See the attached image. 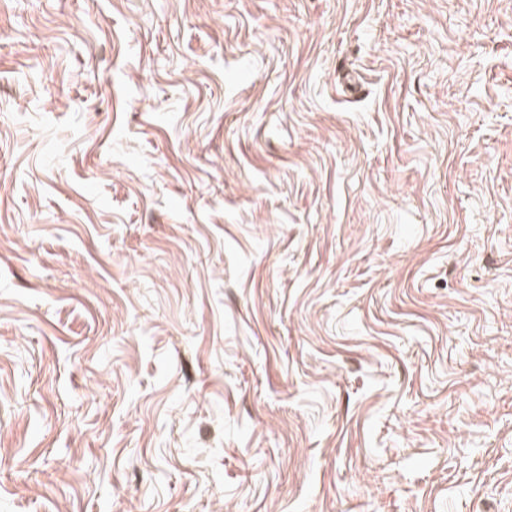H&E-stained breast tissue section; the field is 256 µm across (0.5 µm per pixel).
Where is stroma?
I'll return each instance as SVG.
<instances>
[{
  "mask_svg": "<svg viewBox=\"0 0 512 512\" xmlns=\"http://www.w3.org/2000/svg\"><path fill=\"white\" fill-rule=\"evenodd\" d=\"M0 512H512V0H0Z\"/></svg>",
  "mask_w": 512,
  "mask_h": 512,
  "instance_id": "1",
  "label": "stroma"
}]
</instances>
